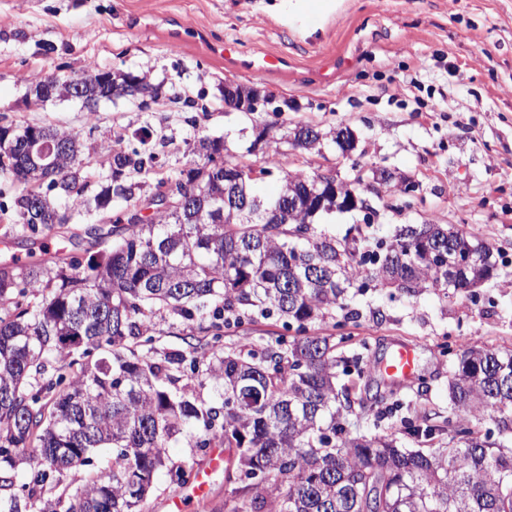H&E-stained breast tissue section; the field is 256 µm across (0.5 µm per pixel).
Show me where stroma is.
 I'll return each instance as SVG.
<instances>
[{"label": "stroma", "instance_id": "1", "mask_svg": "<svg viewBox=\"0 0 512 512\" xmlns=\"http://www.w3.org/2000/svg\"><path fill=\"white\" fill-rule=\"evenodd\" d=\"M266 56L277 69L253 76ZM93 65L176 86L183 100L144 110L121 98L88 112L31 91L47 75L75 77ZM228 80L270 95L281 118L222 112ZM271 120L268 153L283 170L346 181L356 163L393 173L370 199L374 237L390 241L402 224H452L498 250V274L475 300L446 304L432 291L392 299L378 288L349 295L359 317L338 331L373 355L416 344L420 382L396 397L417 425L437 423L448 413L442 346L512 349V0H344L308 36L257 0H0V122L77 133L94 170H107L113 150L133 146L145 125L169 137L166 167H183L193 134L225 137L229 155L248 163L239 129ZM306 125L325 137L322 151L287 143ZM346 126L357 136L349 160L331 142ZM408 180L419 190L405 208Z\"/></svg>", "mask_w": 512, "mask_h": 512}]
</instances>
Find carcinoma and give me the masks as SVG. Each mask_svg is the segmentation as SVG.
<instances>
[{
    "mask_svg": "<svg viewBox=\"0 0 512 512\" xmlns=\"http://www.w3.org/2000/svg\"><path fill=\"white\" fill-rule=\"evenodd\" d=\"M120 77L109 85L91 68L78 82L96 100L152 95ZM36 134L71 145L40 175L18 161ZM134 138L97 176L77 134L0 126L13 231L35 238L109 214L83 225L81 254L0 261V512H143L159 475L190 482L194 464L169 454L180 443L230 451L213 512H512V349L447 348L448 447L403 448L400 436L419 434L407 417L383 433L347 430L359 381L339 379L363 357L344 336L309 335L358 317L346 304L357 283L408 298L477 294L498 265L490 242L445 224H404L386 245L339 240L305 206L308 190L324 191L313 175L285 172L261 197L254 179L211 170L222 136L197 138L195 159L156 179L158 192L175 188L173 205L138 219L129 207L142 184L124 173L154 174L157 152L149 127ZM44 187L55 199L31 205ZM257 315L297 335L224 345V329ZM162 323L185 346H156ZM486 414L494 433L476 429ZM77 467L87 475L72 490Z\"/></svg>",
    "mask_w": 512,
    "mask_h": 512,
    "instance_id": "cac0c4a2",
    "label": "carcinoma"
}]
</instances>
